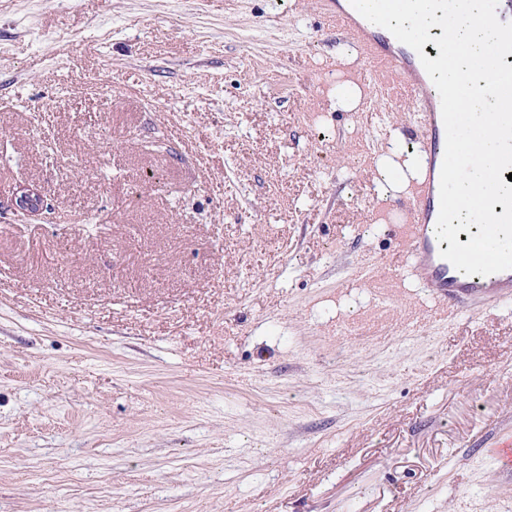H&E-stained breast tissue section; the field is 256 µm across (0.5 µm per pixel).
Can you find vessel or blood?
Instances as JSON below:
<instances>
[{"label":"vessel or blood","mask_w":512,"mask_h":512,"mask_svg":"<svg viewBox=\"0 0 512 512\" xmlns=\"http://www.w3.org/2000/svg\"><path fill=\"white\" fill-rule=\"evenodd\" d=\"M321 9L342 34L354 40L360 55L375 73L397 77L401 95L412 102L419 120L413 132L418 145L421 174L404 206V235L413 258L419 284L433 289L441 307L459 313L512 301V269L487 276L467 275L443 259L448 242L439 241L434 228L440 211V172L446 133L439 93L422 66V58L437 59L439 49L411 47L373 32L351 0H321Z\"/></svg>","instance_id":"obj_1"}]
</instances>
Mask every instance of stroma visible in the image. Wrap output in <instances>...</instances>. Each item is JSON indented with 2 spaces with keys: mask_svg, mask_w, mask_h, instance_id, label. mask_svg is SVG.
<instances>
[{
  "mask_svg": "<svg viewBox=\"0 0 512 512\" xmlns=\"http://www.w3.org/2000/svg\"><path fill=\"white\" fill-rule=\"evenodd\" d=\"M374 94L316 0H0V512H512Z\"/></svg>",
  "mask_w": 512,
  "mask_h": 512,
  "instance_id": "obj_1",
  "label": "stroma"
}]
</instances>
